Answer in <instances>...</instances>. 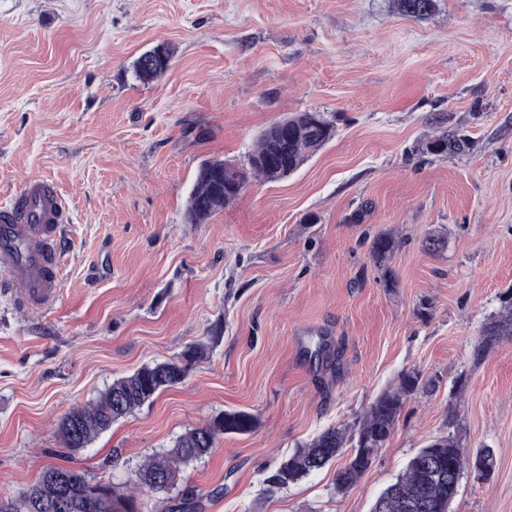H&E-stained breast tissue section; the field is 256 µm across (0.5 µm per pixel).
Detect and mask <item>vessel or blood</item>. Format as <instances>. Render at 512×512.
<instances>
[{
    "instance_id": "obj_1",
    "label": "vessel or blood",
    "mask_w": 512,
    "mask_h": 512,
    "mask_svg": "<svg viewBox=\"0 0 512 512\" xmlns=\"http://www.w3.org/2000/svg\"><path fill=\"white\" fill-rule=\"evenodd\" d=\"M68 205L44 179L24 182L0 207V288L25 309L50 307L60 291Z\"/></svg>"
}]
</instances>
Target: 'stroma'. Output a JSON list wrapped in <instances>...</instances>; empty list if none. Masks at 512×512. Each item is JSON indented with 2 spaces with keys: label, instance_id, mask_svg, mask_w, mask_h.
Instances as JSON below:
<instances>
[{
  "label": "stroma",
  "instance_id": "1",
  "mask_svg": "<svg viewBox=\"0 0 512 512\" xmlns=\"http://www.w3.org/2000/svg\"><path fill=\"white\" fill-rule=\"evenodd\" d=\"M437 4L419 21L394 0H0V203L39 177L69 205L56 302L0 293V496L55 465L126 482L187 429L245 410L255 429L220 436L145 512L183 498L192 512H370L447 434L496 457L490 481L464 472L450 512H512V336L474 355L512 287V0ZM160 42L170 69L133 80ZM304 111L335 118L330 143L186 221L203 160L244 163L262 129ZM443 116L466 155L418 152ZM382 232L391 288L369 254ZM196 340L211 351L182 383L63 448L68 407ZM412 368L434 386L351 490L331 465L268 492L298 445L352 426Z\"/></svg>",
  "mask_w": 512,
  "mask_h": 512
}]
</instances>
